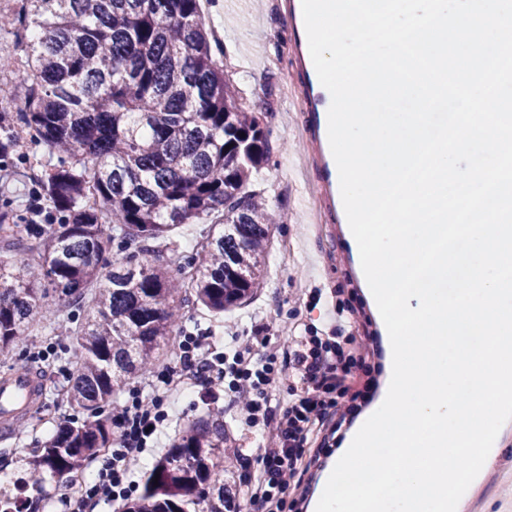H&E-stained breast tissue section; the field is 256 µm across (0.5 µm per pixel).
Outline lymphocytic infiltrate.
Returning a JSON list of instances; mask_svg holds the SVG:
<instances>
[{
    "instance_id": "obj_1",
    "label": "lymphocytic infiltrate",
    "mask_w": 512,
    "mask_h": 512,
    "mask_svg": "<svg viewBox=\"0 0 512 512\" xmlns=\"http://www.w3.org/2000/svg\"><path fill=\"white\" fill-rule=\"evenodd\" d=\"M347 300H337L334 326L311 328L292 337L282 357L260 355L259 336L234 335L223 345L206 337L177 336L174 357L190 383H223L241 422L242 435L260 434L259 451L231 448L224 453V473L233 492L224 497V512H305L298 488L304 477L321 468L323 457L340 448L350 428L377 393L384 372L380 336L345 330ZM291 380L290 396L276 388ZM172 378L135 384L129 398L113 407L120 432L112 438V454L89 488L98 501L120 504L137 487L132 463L150 448L168 419Z\"/></svg>"
}]
</instances>
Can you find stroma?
I'll use <instances>...</instances> for the list:
<instances>
[{
  "label": "stroma",
  "instance_id": "stroma-1",
  "mask_svg": "<svg viewBox=\"0 0 512 512\" xmlns=\"http://www.w3.org/2000/svg\"><path fill=\"white\" fill-rule=\"evenodd\" d=\"M204 20L224 52V69L238 96L263 115L271 131V159L254 171L273 221L275 242L287 243L288 259L279 261L276 251L266 257L264 286L248 304L235 308L223 318L210 317L204 310L189 306L183 322L191 332L223 344L226 331L252 335L263 325L268 343L266 352H281L290 335L303 334L306 327L329 323L337 291L355 294L357 307L365 314L373 309L366 289L356 272L355 256L338 233L337 220L326 207H314L320 195L323 174L311 161L309 133L313 116L300 97L306 80L293 53L295 37L291 16L282 0H202ZM0 50L11 63L0 84L11 94L0 99V113L14 111L26 92L24 52L16 46L11 27L0 28ZM18 151L26 163L0 174V193L9 194L17 208L26 209L31 186V167L44 166L45 158L27 141H19ZM75 323L59 320L55 338L44 335L40 325H32L8 352L0 353V368L13 360H29L45 383L39 404L9 427L10 438L0 442V457L12 459V466L0 469V493H16L21 478L29 470L27 451L42 445L49 430L35 429L42 416L55 422H78L82 416L67 398L69 374L78 358L70 343ZM222 413L231 438L240 429L222 391L207 394L205 386L175 394L173 421L158 437L155 448L140 460L138 471L147 474L164 455L175 435L206 410ZM484 475L470 490L461 512H502L506 488L512 487V421L504 430L496 455L483 465Z\"/></svg>",
  "mask_w": 512,
  "mask_h": 512
}]
</instances>
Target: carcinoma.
I'll list each match as a JSON object with an SVG mask.
<instances>
[{
	"mask_svg": "<svg viewBox=\"0 0 512 512\" xmlns=\"http://www.w3.org/2000/svg\"><path fill=\"white\" fill-rule=\"evenodd\" d=\"M8 22L26 43L27 93L0 126V170L23 165V135L56 163L35 175L48 223L0 195V352L36 320L54 335L57 299L78 322L68 397L86 415L32 456L41 484L112 447L100 408L172 346L183 307L221 314L257 294L272 222L251 174L272 146L215 56L201 0H22ZM179 224L209 225L199 256L186 258ZM227 441L224 417L193 420L124 512H224Z\"/></svg>",
	"mask_w": 512,
	"mask_h": 512,
	"instance_id": "1",
	"label": "carcinoma"
}]
</instances>
